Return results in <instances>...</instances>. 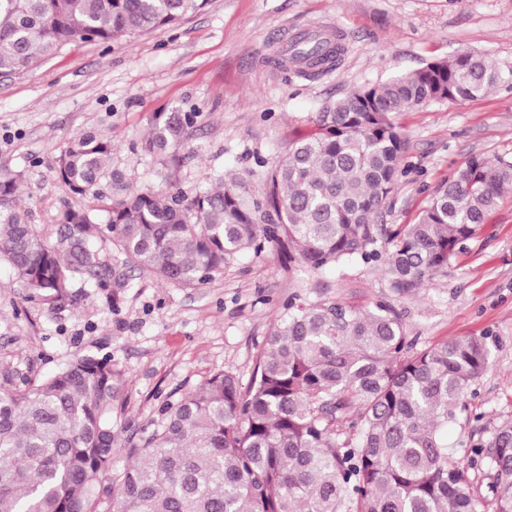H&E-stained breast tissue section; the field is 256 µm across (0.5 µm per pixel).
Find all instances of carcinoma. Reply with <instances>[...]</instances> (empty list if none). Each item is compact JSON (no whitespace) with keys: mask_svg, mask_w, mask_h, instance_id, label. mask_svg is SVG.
I'll return each mask as SVG.
<instances>
[{"mask_svg":"<svg viewBox=\"0 0 512 512\" xmlns=\"http://www.w3.org/2000/svg\"><path fill=\"white\" fill-rule=\"evenodd\" d=\"M207 0H0V70L27 68L74 39L106 43L177 24ZM339 48L305 37L281 59L313 76ZM512 81L465 52L357 89L288 144L262 173L260 205L227 185L186 197L114 180L112 138L75 136L56 184L98 205L68 209L52 236L15 209L18 174L0 167V261L37 296L63 300L77 281L117 303L133 267L169 284H203L235 256L275 247L308 272L377 262L398 296L448 268L512 186V160L471 156L439 185L414 224L377 223L403 174L393 116L467 100ZM194 112H161L145 150L182 161ZM242 392L229 371L165 407L160 429L112 471V413L125 374L78 355L57 373L16 384L0 369V512H512V418L448 454V424L469 409L488 367L484 336L417 347L389 301L285 305Z\"/></svg>","mask_w":512,"mask_h":512,"instance_id":"obj_1","label":"carcinoma"}]
</instances>
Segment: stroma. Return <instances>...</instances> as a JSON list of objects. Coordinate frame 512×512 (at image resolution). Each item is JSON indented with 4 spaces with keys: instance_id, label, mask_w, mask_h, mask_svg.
I'll return each instance as SVG.
<instances>
[{
    "instance_id": "obj_1",
    "label": "stroma",
    "mask_w": 512,
    "mask_h": 512,
    "mask_svg": "<svg viewBox=\"0 0 512 512\" xmlns=\"http://www.w3.org/2000/svg\"><path fill=\"white\" fill-rule=\"evenodd\" d=\"M298 35L338 39V66L316 79L282 69ZM466 50L512 68V0H208L175 26L72 42L30 68L0 71V166L20 172L17 204L46 232L66 209L90 204L54 181L70 139L87 131L111 136L123 184L191 197L232 180L245 202L259 201L254 169L312 129L329 104ZM158 112L196 115L180 168L145 150ZM395 121L410 169L380 209L390 229L415 223L469 157L512 158V85ZM130 279L114 310L87 286L65 303L36 296L0 263V368L46 376L90 354L112 357L124 372L113 412L116 469L128 461L129 439L160 427L164 404L212 374L230 371L249 386L292 296L369 307L390 294L380 266L357 260L310 273L276 250L239 255L203 284L174 286L136 270ZM396 305L419 344L488 339V368L469 397L474 415L448 427V451L465 463L463 441L512 416V189L447 271Z\"/></svg>"
}]
</instances>
